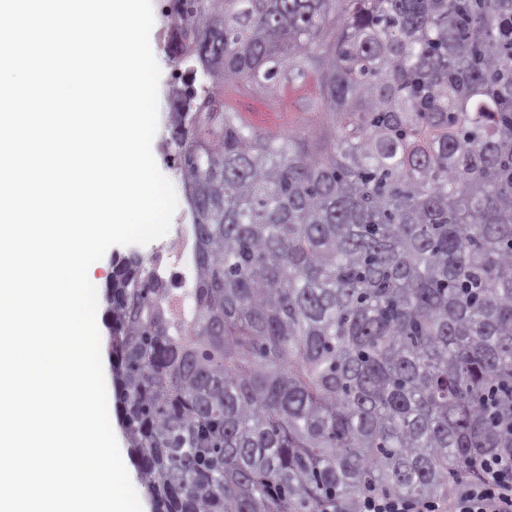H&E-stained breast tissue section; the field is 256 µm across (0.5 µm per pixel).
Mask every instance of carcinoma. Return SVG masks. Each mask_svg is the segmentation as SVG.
<instances>
[{
	"instance_id": "obj_1",
	"label": "carcinoma",
	"mask_w": 512,
	"mask_h": 512,
	"mask_svg": "<svg viewBox=\"0 0 512 512\" xmlns=\"http://www.w3.org/2000/svg\"><path fill=\"white\" fill-rule=\"evenodd\" d=\"M167 18L194 283L132 253L105 294L155 512H356L511 460L512 0ZM245 86L276 130L226 104Z\"/></svg>"
}]
</instances>
